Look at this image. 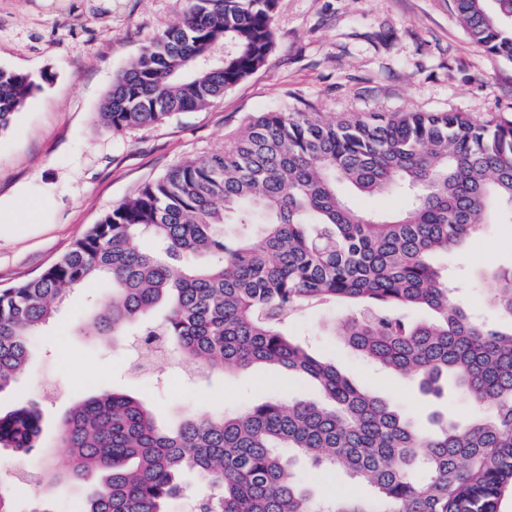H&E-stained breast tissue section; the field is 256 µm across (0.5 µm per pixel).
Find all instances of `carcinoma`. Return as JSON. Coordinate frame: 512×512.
I'll use <instances>...</instances> for the list:
<instances>
[{"instance_id":"carcinoma-1","label":"carcinoma","mask_w":512,"mask_h":512,"mask_svg":"<svg viewBox=\"0 0 512 512\" xmlns=\"http://www.w3.org/2000/svg\"><path fill=\"white\" fill-rule=\"evenodd\" d=\"M470 40L512 61V0H452ZM277 0H186L179 23L116 75L99 116L124 133L209 106L263 67ZM40 83L0 67V134ZM401 193L378 215L348 194ZM512 223V117L373 112L323 122L298 107L251 118L224 146L188 159L112 208L41 274L0 290V392L29 365L33 337L87 282L112 281L93 326L112 341L163 338L169 360L204 375L277 366L312 379L316 402L266 401L234 416L158 425L138 398L93 394L56 436L80 512H167L195 471L198 512H500L512 496V330L473 318L443 258L486 224ZM145 239L151 248L134 242ZM512 320V268L481 269ZM345 304L346 346L412 378L424 395L458 394L478 419L422 431L383 398L288 335L305 307ZM425 308L412 321L406 311ZM35 403L0 412V447H44ZM327 465L373 488L321 500L296 469Z\"/></svg>"}]
</instances>
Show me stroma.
I'll return each instance as SVG.
<instances>
[{"instance_id":"1","label":"stroma","mask_w":512,"mask_h":512,"mask_svg":"<svg viewBox=\"0 0 512 512\" xmlns=\"http://www.w3.org/2000/svg\"><path fill=\"white\" fill-rule=\"evenodd\" d=\"M183 8L184 0H0V67L51 76L0 134V196L29 183L50 187L54 199L39 218L45 232L0 242V288L44 271L113 206L172 166L223 146L258 113L295 106L324 121L395 111L459 112L475 121L512 115V62L474 45L448 0H278L277 45L263 68L208 107L112 133L98 113L115 74ZM489 254L500 266L512 265V224L486 225L448 260L470 307L507 330L512 321L494 316L479 275ZM108 293L105 280L77 291L51 335L34 340L27 373L0 393L1 411L35 401L46 416L43 452L21 457L0 449V469L41 476L12 484L17 512H29L39 498L54 512H79L85 488L66 478L67 452L54 441L71 407L99 390L132 394L169 424L189 414L230 415L257 402L316 396L283 369L193 380L163 364L149 375L135 373L126 349L89 324L91 299ZM345 314L341 306L314 307L294 316L288 330L309 338L317 354L420 426L435 412L457 421L480 416L455 391L423 395L416 382L346 348L333 333ZM306 478L327 497L369 492L328 468L307 470Z\"/></svg>"}]
</instances>
